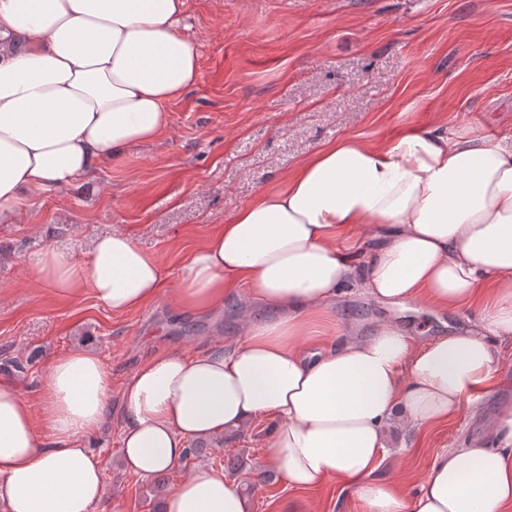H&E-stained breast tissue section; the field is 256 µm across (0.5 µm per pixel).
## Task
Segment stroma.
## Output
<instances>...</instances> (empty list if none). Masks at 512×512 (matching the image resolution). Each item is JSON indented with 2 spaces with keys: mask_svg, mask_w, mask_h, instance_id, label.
<instances>
[{
  "mask_svg": "<svg viewBox=\"0 0 512 512\" xmlns=\"http://www.w3.org/2000/svg\"><path fill=\"white\" fill-rule=\"evenodd\" d=\"M184 23L199 79L170 102L168 128L81 183L30 194L19 218L0 224V381L37 413L55 356L92 350L109 367L112 417L88 441L105 475L92 512H160L175 481L239 453L251 471L236 482L257 485L251 512H363L339 481L287 484L270 461L268 419L211 441V453L183 457L164 481L121 469L122 388L153 356L241 337L237 300L206 316L178 309L186 257L323 144L355 138L382 149L407 126L512 140V0H186ZM109 233L128 235L160 263L166 283L157 300L115 313L90 291L64 298L33 279L45 251L82 261ZM333 308L366 328L396 324L419 344L463 331L481 312L444 313L424 299L387 307L351 287ZM498 349V387L447 423L406 433L374 480L412 488L437 453L488 433L493 411L512 405V338Z\"/></svg>",
  "mask_w": 512,
  "mask_h": 512,
  "instance_id": "1",
  "label": "stroma"
}]
</instances>
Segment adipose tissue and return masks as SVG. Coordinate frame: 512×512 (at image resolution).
<instances>
[{
  "label": "adipose tissue",
  "instance_id": "obj_1",
  "mask_svg": "<svg viewBox=\"0 0 512 512\" xmlns=\"http://www.w3.org/2000/svg\"><path fill=\"white\" fill-rule=\"evenodd\" d=\"M185 12L186 0H0L1 224L29 193L77 183L168 127V103L199 75L179 31ZM346 226L374 231L363 260L332 245L331 231ZM33 274L63 297L90 290L115 313L164 286L159 262L118 233L95 239L83 262L46 251ZM184 281L178 303L200 314L244 283L243 336L133 371L122 391L124 469L173 471L189 441L267 417L271 460L292 486L339 480L366 512H512L509 406L495 412L489 438L439 453L414 492L371 478L393 414L417 429L442 423L496 383V341L512 337V142L405 127L383 150L325 144L194 250ZM486 282L478 325L419 346L392 323L361 335L331 310L357 285L384 305L424 293L454 312ZM318 316L334 345L313 330ZM111 396L112 374L90 352L53 360L40 413L0 383V512H90L104 472L86 441ZM162 510L250 505L223 471L204 468L178 480Z\"/></svg>",
  "mask_w": 512,
  "mask_h": 512
}]
</instances>
